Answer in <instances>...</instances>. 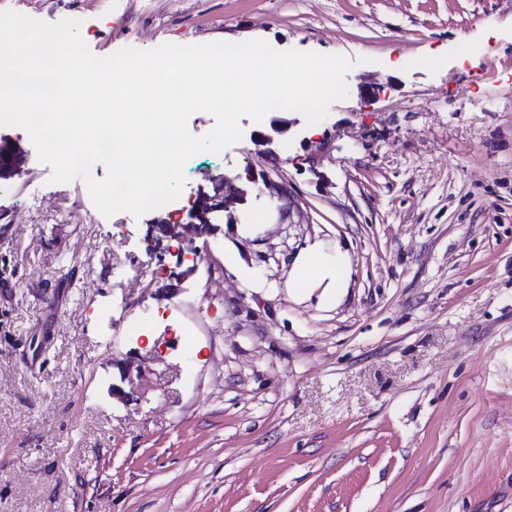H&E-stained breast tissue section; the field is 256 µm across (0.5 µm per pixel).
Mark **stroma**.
Returning a JSON list of instances; mask_svg holds the SVG:
<instances>
[{
  "label": "stroma",
  "mask_w": 512,
  "mask_h": 512,
  "mask_svg": "<svg viewBox=\"0 0 512 512\" xmlns=\"http://www.w3.org/2000/svg\"><path fill=\"white\" fill-rule=\"evenodd\" d=\"M0 10L80 20L100 58L254 38L352 63L321 122L245 116L186 162L181 223L198 189L245 195L210 213L182 280L146 251L162 216H104L10 130L26 158L0 179V512H512V0ZM317 239L351 260L333 306L286 288ZM149 315L155 335H127Z\"/></svg>",
  "instance_id": "obj_1"
}]
</instances>
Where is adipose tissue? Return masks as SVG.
<instances>
[{
    "instance_id": "adipose-tissue-1",
    "label": "adipose tissue",
    "mask_w": 512,
    "mask_h": 512,
    "mask_svg": "<svg viewBox=\"0 0 512 512\" xmlns=\"http://www.w3.org/2000/svg\"><path fill=\"white\" fill-rule=\"evenodd\" d=\"M349 277L346 252L342 248L331 249L316 242L298 255L287 286L292 294L299 297L307 296L314 288H322L323 301L335 303L347 288Z\"/></svg>"
}]
</instances>
